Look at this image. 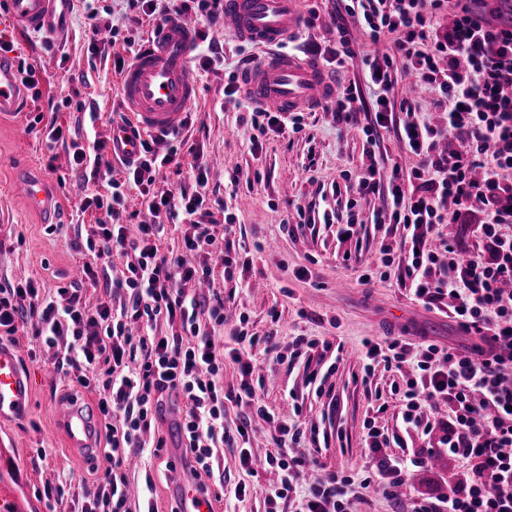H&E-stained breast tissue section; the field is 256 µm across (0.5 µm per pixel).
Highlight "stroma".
<instances>
[{"label": "stroma", "instance_id": "obj_1", "mask_svg": "<svg viewBox=\"0 0 512 512\" xmlns=\"http://www.w3.org/2000/svg\"><path fill=\"white\" fill-rule=\"evenodd\" d=\"M96 21L85 17L81 0H75L65 35L55 41L54 51H46L41 34L19 29L5 12H0V31L12 41V55L33 64L39 75L41 97L26 101L22 115L0 117V287L31 280L40 287L54 289L71 279L73 267L82 265L83 255L72 250L70 241L78 224L94 223L92 214L81 212L86 186L71 169L64 148L48 151L46 126L55 122L77 127L83 116L67 107V99L76 97L102 115L96 125L104 132L111 120L124 115L119 91V75L111 60L90 62L88 50L94 39V25L112 24L120 36H133L145 43L156 20L142 17L134 27L124 19L125 0H96ZM302 15H313L312 25L302 26L294 37V53L303 57L317 54L336 44V26L330 19L331 0H301ZM209 38L222 45L224 64L203 71L194 70L200 92L190 108L191 120L183 129V159L202 155L209 169L210 198L222 200L234 224L229 237L245 249L249 265L239 279L226 281L215 276L213 287L224 296V331L245 328L258 336L271 334L272 350L255 349L256 377L265 381L260 395L271 408L287 410L289 395L301 404L297 419L304 435L297 444L278 448L269 426L254 419L249 449L259 463L267 454L306 458L300 471V484L320 480L326 472L356 473L369 449L367 422L387 429L389 452L400 455L429 448L435 437L406 434L396 426L399 403L393 394L402 376L396 369L376 366L373 375H365L363 344L399 336L412 343L432 342L447 348L463 349L473 344L443 309H427L416 303L398 274L390 267L387 279H379L382 267L381 247L401 237L398 224L371 221L376 199L352 200L336 194L344 185L346 173L367 166L370 158L385 165L411 167L415 159L406 151L398 125L380 130L375 144H367L361 126L337 124L333 113L309 112L305 127L294 134L267 133L259 148H250L240 122L247 115V102L241 95L228 96L224 87L242 53H253L223 27L209 31ZM365 39L355 35V54L336 68V87L354 86L365 106L374 102L373 88L365 73ZM55 111H47V104ZM42 122H35V114ZM36 172L46 178L64 204L61 229L44 224L29 212L16 193L17 176ZM304 209L307 223H299L297 209ZM358 213L363 226L357 237H340V225L351 213ZM371 281H362V274ZM305 335L318 342L315 355L329 367L323 385L310 383L313 365L307 357H290L294 336ZM10 343L24 350L22 366L29 376L33 409L20 423H0V440L12 448L17 459L30 471L26 484H18L10 475H0V487L20 497L29 512H70L69 500L55 502L44 489L70 481L74 495L95 493L107 466L104 455L83 459L66 447L56 421L55 404L73 391L55 372V359L47 349L36 347L29 325H19ZM156 434L165 448L160 456L133 457L129 477L143 481L151 477L157 512L170 508V450L177 447L174 425L158 420ZM453 463L446 457H434L427 470L414 475L400 486L397 497L387 499L373 490H357L354 512H406L419 494L435 496L443 491ZM278 482L275 471L259 466L248 472L241 468L239 451H224L223 512H267V498ZM250 488L246 497L234 498L236 484Z\"/></svg>", "mask_w": 512, "mask_h": 512}]
</instances>
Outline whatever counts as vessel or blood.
<instances>
[{"instance_id":"b4317fda","label":"vessel or blood","mask_w":512,"mask_h":512,"mask_svg":"<svg viewBox=\"0 0 512 512\" xmlns=\"http://www.w3.org/2000/svg\"><path fill=\"white\" fill-rule=\"evenodd\" d=\"M7 16L21 28L56 34L67 26L71 0H4ZM224 27L237 39L261 47H274L298 33L302 26L299 0H224ZM198 26L178 16L158 25L146 44L120 76L126 105L124 122L110 125L108 151L126 161L136 160L148 135L161 136L181 128L198 97L199 85L190 70ZM242 91L252 103L279 112L318 109L336 94V81L318 58L286 53L264 57L239 76ZM23 96L16 67L0 53V112L21 110ZM27 207L44 223L61 221L59 201L49 183L29 173L17 181ZM31 391L23 374L20 351L0 342V421L26 416ZM56 415L68 447L93 455L98 417L78 398L59 404ZM176 512H220L213 496L194 481L182 459H175Z\"/></svg>"}]
</instances>
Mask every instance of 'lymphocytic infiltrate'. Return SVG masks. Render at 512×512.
<instances>
[{
	"mask_svg": "<svg viewBox=\"0 0 512 512\" xmlns=\"http://www.w3.org/2000/svg\"><path fill=\"white\" fill-rule=\"evenodd\" d=\"M127 2L130 11L164 21L191 12L208 28L223 14V0ZM336 2L330 18L338 41L326 63L340 65L352 56V28L372 44L390 41L386 52L364 59L376 98L363 132L375 140L393 123L395 112H402L401 138L417 159L407 172L371 162L346 189L378 196L375 220L404 227L403 235L383 248V265L403 262L410 292L424 307L438 308L443 299H453L451 317L484 345L473 354L399 336L364 343L370 365L399 370L407 360L415 361V374L394 389L400 424L426 435L440 432V448L462 465L441 497L414 498L408 512H512V20L495 22L476 14L470 0ZM451 5L453 21L438 32L434 21ZM401 68L436 91L435 103L446 112L444 126L418 120L409 101L392 106L388 93ZM75 108L84 114L83 131L53 124L48 139L63 144L73 170L85 181L106 182L109 191L84 197L82 210L97 219L76 234L73 245L94 258L119 250L126 268L114 277L84 263L86 280L105 292L104 300L93 305L78 282L50 295L31 281L1 288L0 334H13L17 322L29 321L33 340L54 350L57 370L98 394L108 466L103 484L76 512H155L151 485L131 497L125 464L130 455L145 452V435L166 398L185 403L177 431L199 480L223 483L224 451L246 440L252 417L267 423L281 446L299 442L303 433L257 393L254 364L243 349L260 345V337L239 329L232 345L215 342V331L224 326V298L200 288L218 266L225 278H234L237 260L234 243L207 222L203 161L193 167L194 190L158 191L156 174L175 164L178 150L161 153L147 143L136 161L126 163L124 178L114 179L107 145L94 129L98 112L80 101ZM447 136L459 144L450 155L438 150ZM130 189L138 191L152 215L134 234L128 231ZM477 210L484 215L475 227L480 253L463 256L454 240L439 251L429 247V236L441 225L464 223ZM177 217L185 220L182 251L167 258L158 243L168 220ZM442 251L448 254L443 275L438 272ZM162 322L167 325L163 332L158 329ZM228 360L241 376L232 399L247 411L233 430L224 425ZM367 445L365 477L357 484L389 497L432 455L428 449L405 458L388 454L387 433L372 423ZM352 484L351 477L328 473L304 493L298 512H350Z\"/></svg>",
	"mask_w": 512,
	"mask_h": 512,
	"instance_id": "f902f5d3",
	"label": "lymphocytic infiltrate"
}]
</instances>
